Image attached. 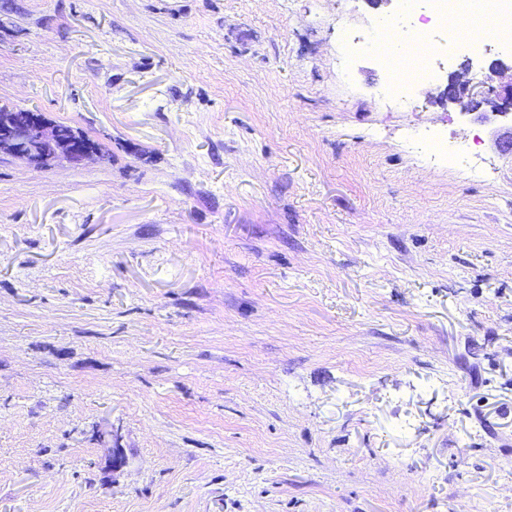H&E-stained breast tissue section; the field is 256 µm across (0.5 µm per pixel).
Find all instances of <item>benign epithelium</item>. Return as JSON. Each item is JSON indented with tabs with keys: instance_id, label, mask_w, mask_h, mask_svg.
<instances>
[{
	"instance_id": "1",
	"label": "benign epithelium",
	"mask_w": 512,
	"mask_h": 512,
	"mask_svg": "<svg viewBox=\"0 0 512 512\" xmlns=\"http://www.w3.org/2000/svg\"><path fill=\"white\" fill-rule=\"evenodd\" d=\"M469 64L462 63L458 70L448 75L445 98L461 111L478 113V118L490 123L492 117L509 114L512 104V85L504 88L492 84L488 87L471 85L467 74ZM82 164L101 154L97 147H88L82 140H62L54 124L31 117L22 119L14 114L0 112V155L22 160L34 169L44 168L47 155Z\"/></svg>"
}]
</instances>
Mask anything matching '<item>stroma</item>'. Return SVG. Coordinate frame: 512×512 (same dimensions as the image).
<instances>
[{
	"mask_svg": "<svg viewBox=\"0 0 512 512\" xmlns=\"http://www.w3.org/2000/svg\"><path fill=\"white\" fill-rule=\"evenodd\" d=\"M348 5L0 0V107L103 152L0 157V512H512V153ZM412 82H400L396 77H392V81L380 90V98L382 101H391L396 108L405 110L411 104ZM411 139L417 146L429 144L432 153L438 155L448 163L451 168L467 169L469 165V151L463 145L448 144V136L442 132L422 133L413 131Z\"/></svg>",
	"mask_w": 512,
	"mask_h": 512,
	"instance_id": "stroma-1",
	"label": "stroma"
}]
</instances>
